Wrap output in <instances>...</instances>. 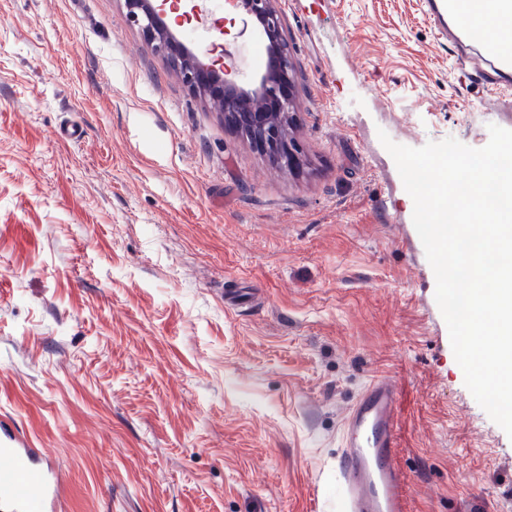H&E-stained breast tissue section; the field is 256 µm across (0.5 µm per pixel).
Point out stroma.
<instances>
[{"mask_svg":"<svg viewBox=\"0 0 512 512\" xmlns=\"http://www.w3.org/2000/svg\"><path fill=\"white\" fill-rule=\"evenodd\" d=\"M276 7L289 170L124 0H0V415L66 473L62 512H343L344 419L385 375L409 512H512V439L464 384L378 138L483 147L494 89L421 0Z\"/></svg>","mask_w":512,"mask_h":512,"instance_id":"1","label":"stroma"}]
</instances>
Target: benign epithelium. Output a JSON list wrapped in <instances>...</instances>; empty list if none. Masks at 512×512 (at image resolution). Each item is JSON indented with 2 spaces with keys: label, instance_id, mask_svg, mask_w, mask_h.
<instances>
[{
  "label": "benign epithelium",
  "instance_id": "benign-epithelium-1",
  "mask_svg": "<svg viewBox=\"0 0 512 512\" xmlns=\"http://www.w3.org/2000/svg\"><path fill=\"white\" fill-rule=\"evenodd\" d=\"M132 22L139 25L153 48L173 57L179 64L184 82L192 87L212 90L225 115L235 120L243 115L250 126L243 129L247 138L278 164L291 165L295 154L286 142V131L279 119L294 111L295 89L290 75L288 42L284 41L282 19L276 0H227L231 10L245 8L258 22V36L275 50L271 71L260 76L252 87H240L219 77L193 52L175 41L174 34L163 24L169 11L183 19L198 14V0H125Z\"/></svg>",
  "mask_w": 512,
  "mask_h": 512
}]
</instances>
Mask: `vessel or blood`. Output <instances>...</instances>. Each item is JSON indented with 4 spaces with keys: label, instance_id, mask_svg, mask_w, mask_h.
Masks as SVG:
<instances>
[{
    "label": "vessel or blood",
    "instance_id": "1",
    "mask_svg": "<svg viewBox=\"0 0 512 512\" xmlns=\"http://www.w3.org/2000/svg\"><path fill=\"white\" fill-rule=\"evenodd\" d=\"M512 18V0H422L438 39L454 42L467 76L487 78L499 93L500 125L512 129V52L490 35L487 7ZM400 388L377 377L345 419L346 437L336 459L345 512H407L406 476L398 464ZM63 480L57 465L0 416V512H59Z\"/></svg>",
    "mask_w": 512,
    "mask_h": 512
}]
</instances>
